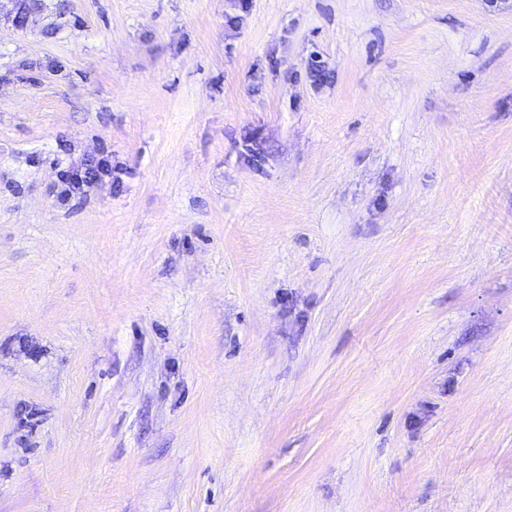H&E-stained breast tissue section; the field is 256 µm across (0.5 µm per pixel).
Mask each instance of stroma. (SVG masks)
Returning <instances> with one entry per match:
<instances>
[{
	"instance_id": "stroma-1",
	"label": "stroma",
	"mask_w": 512,
	"mask_h": 512,
	"mask_svg": "<svg viewBox=\"0 0 512 512\" xmlns=\"http://www.w3.org/2000/svg\"><path fill=\"white\" fill-rule=\"evenodd\" d=\"M27 4L0 512H512V0ZM112 174V164L108 159H99L95 166L84 172L76 170L61 171L58 175L60 182L59 198L67 201L72 197L86 192L85 187H90L99 178Z\"/></svg>"
}]
</instances>
